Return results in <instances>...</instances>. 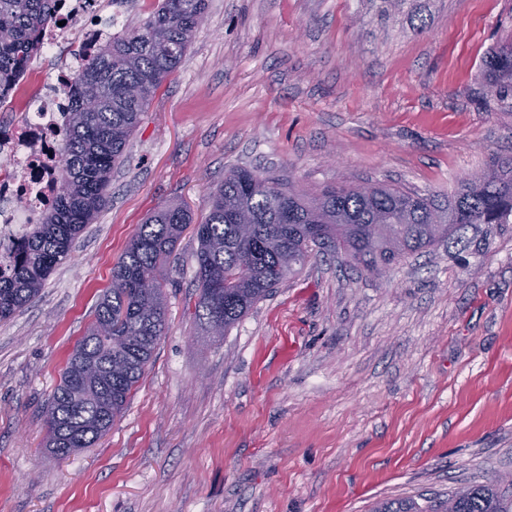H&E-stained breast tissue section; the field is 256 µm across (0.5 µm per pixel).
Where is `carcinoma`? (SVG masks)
<instances>
[{
	"instance_id": "1",
	"label": "carcinoma",
	"mask_w": 512,
	"mask_h": 512,
	"mask_svg": "<svg viewBox=\"0 0 512 512\" xmlns=\"http://www.w3.org/2000/svg\"><path fill=\"white\" fill-rule=\"evenodd\" d=\"M60 0H0V105L25 75ZM207 0H158L142 25L115 34L78 72L63 132L61 189L0 269V321L40 294L55 267L107 202L112 170L154 93L180 66ZM486 93L512 83V41L490 62ZM96 108L86 111L87 101ZM193 223L182 206L150 216L112 268L86 336L74 346L43 413L44 448L67 458L112 428L167 328L160 269ZM512 223V159H495L448 195L378 185L331 186L314 194L235 169L206 201L195 225L201 335L221 338L311 259L333 252L380 272L472 224ZM373 512H512L504 480L445 495L384 500Z\"/></svg>"
}]
</instances>
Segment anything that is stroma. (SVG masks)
<instances>
[{"label": "stroma", "mask_w": 512, "mask_h": 512, "mask_svg": "<svg viewBox=\"0 0 512 512\" xmlns=\"http://www.w3.org/2000/svg\"><path fill=\"white\" fill-rule=\"evenodd\" d=\"M512 0H208L114 169L105 208L38 299L0 321V512H371L512 474V224H474L376 275L318 256L200 335L197 241L165 263L168 331L91 448L42 412L140 224L194 218L229 170L298 189L445 194L512 157V86L482 77ZM37 53L0 121L33 111Z\"/></svg>", "instance_id": "obj_1"}]
</instances>
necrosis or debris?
<instances>
[{"label":"necrosis or debris","instance_id":"necrosis-or-debris-1","mask_svg":"<svg viewBox=\"0 0 512 512\" xmlns=\"http://www.w3.org/2000/svg\"><path fill=\"white\" fill-rule=\"evenodd\" d=\"M57 18L58 25L43 36L46 49L54 50L63 39L75 36L74 65L85 64L107 38L99 0H63ZM73 67L51 70L41 81L35 111L0 127V262L56 198Z\"/></svg>","mask_w":512,"mask_h":512}]
</instances>
